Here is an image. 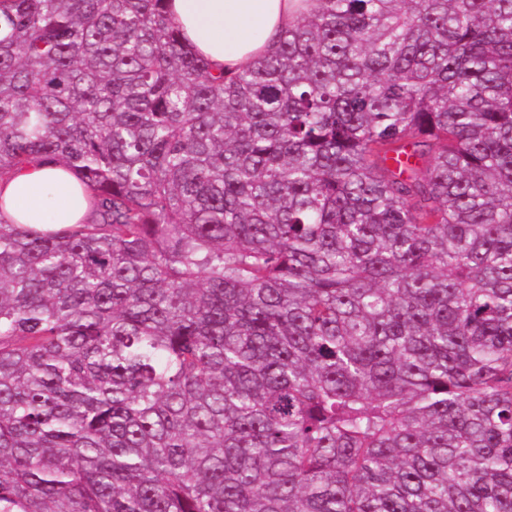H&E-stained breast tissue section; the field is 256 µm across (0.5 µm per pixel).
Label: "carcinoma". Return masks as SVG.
Masks as SVG:
<instances>
[{"label":"carcinoma","mask_w":512,"mask_h":512,"mask_svg":"<svg viewBox=\"0 0 512 512\" xmlns=\"http://www.w3.org/2000/svg\"><path fill=\"white\" fill-rule=\"evenodd\" d=\"M166 0H12L0 512H512V0H308L217 71ZM3 214L17 224H77L88 216L84 190L60 163L35 160L0 181Z\"/></svg>","instance_id":"carcinoma-1"}]
</instances>
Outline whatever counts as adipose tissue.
I'll return each instance as SVG.
<instances>
[{"label": "adipose tissue", "instance_id": "obj_1", "mask_svg": "<svg viewBox=\"0 0 512 512\" xmlns=\"http://www.w3.org/2000/svg\"><path fill=\"white\" fill-rule=\"evenodd\" d=\"M185 46L218 69L242 70L271 51L305 9L303 0H167ZM0 212L18 224H75L84 190L58 163L35 160L0 180Z\"/></svg>", "mask_w": 512, "mask_h": 512}]
</instances>
